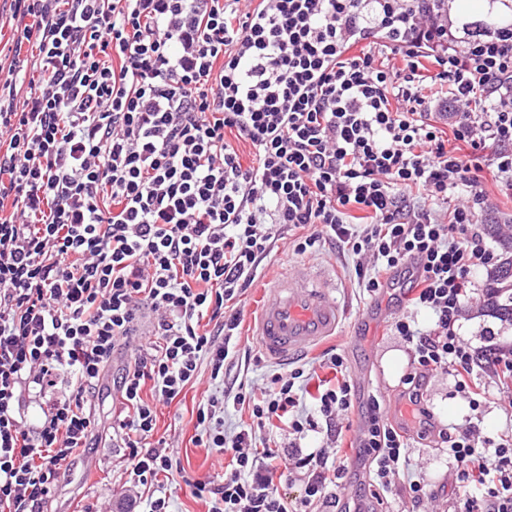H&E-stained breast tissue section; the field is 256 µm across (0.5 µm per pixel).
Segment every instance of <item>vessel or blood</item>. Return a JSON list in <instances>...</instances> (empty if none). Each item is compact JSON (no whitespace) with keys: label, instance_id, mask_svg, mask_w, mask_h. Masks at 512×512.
I'll use <instances>...</instances> for the list:
<instances>
[{"label":"vessel or blood","instance_id":"1","mask_svg":"<svg viewBox=\"0 0 512 512\" xmlns=\"http://www.w3.org/2000/svg\"><path fill=\"white\" fill-rule=\"evenodd\" d=\"M335 288L328 274L293 267L265 289L251 334L269 361L288 363L338 335L342 313Z\"/></svg>","mask_w":512,"mask_h":512}]
</instances>
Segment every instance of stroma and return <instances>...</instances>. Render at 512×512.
I'll list each match as a JSON object with an SVG mask.
<instances>
[{
	"mask_svg": "<svg viewBox=\"0 0 512 512\" xmlns=\"http://www.w3.org/2000/svg\"><path fill=\"white\" fill-rule=\"evenodd\" d=\"M294 234H286L278 240L270 257L265 259L263 270L242 302V322L238 329L239 354L224 374L225 390H237L246 386L254 391L264 390L270 377L278 372V364L268 361L260 352L250 328L256 316L259 296L268 281L282 274L287 267L306 265L312 268L327 267L336 273V299L340 303L344 319L339 336L327 341L325 347L303 356L302 361L315 370L318 383L335 382L333 370L323 366L321 360L326 349H336L344 357L347 371L356 384L354 408L345 419L339 420L340 431L329 436L326 433H293L279 420H272L264 428L256 430L257 442L271 448L280 457H287L292 446H329L339 448L348 467H355L354 448L357 431L362 423L361 408L371 396L390 395L397 406H404L402 379L410 370V353L399 337L392 332V322L401 308V300L410 286L406 275L399 272L385 274L386 286L378 297H368L363 292L355 274V260L334 244H325L314 257L295 253ZM488 269H480L473 282L477 288L464 319L460 323V336L473 347L494 345L497 348L512 347V324L500 321L486 311L483 292L488 284ZM208 364H201L194 385L186 387L179 400L158 408L156 437L165 438L178 452L182 473L170 475L168 489L172 493L174 512H210V496L195 495L190 487L194 480H221L224 474V456L216 451L197 446L196 436L201 433L197 425V406L204 394L214 391ZM425 404L442 424H461L471 410L466 399L456 395L451 377L437 376L423 387ZM95 430L102 438L98 447L91 450L90 458L71 465L64 479L46 505L48 512H99L109 507L111 512H129L125 500L112 496L113 488L121 486L129 477L131 465L122 449L107 440L109 427L118 415L121 404L119 393L111 378H104L101 391L94 400ZM419 425L408 426L411 438L410 459L413 473L422 475L433 485L453 488L452 463L445 450L428 447L419 439Z\"/></svg>",
	"mask_w": 512,
	"mask_h": 512,
	"instance_id": "35a3bbf8",
	"label": "stroma"
}]
</instances>
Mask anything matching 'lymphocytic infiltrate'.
Here are the masks:
<instances>
[{"label": "lymphocytic infiltrate", "mask_w": 512, "mask_h": 512, "mask_svg": "<svg viewBox=\"0 0 512 512\" xmlns=\"http://www.w3.org/2000/svg\"><path fill=\"white\" fill-rule=\"evenodd\" d=\"M447 0H10L14 47L0 74V507L42 512L67 468L94 448L92 400L116 348L134 346L114 384L125 417L113 433L132 464L125 499L171 512L158 481L178 451L148 445L157 407L208 363L223 381L236 353L242 296L280 231L294 250L332 241L351 254L364 292L400 270L420 287L392 325L411 350L413 415L436 375L479 410L492 374L511 390L512 350L480 360L455 326L476 269L494 264L477 224L483 168L512 190V27L453 35ZM33 54H22L23 45ZM400 66H393V58ZM437 71L419 72L422 59ZM249 142L244 164L227 132ZM469 146L465 155L449 140ZM156 339L136 345L141 307ZM430 312L419 327L413 313ZM342 374L309 392L312 373L274 374L262 398L239 389L258 426L333 424L354 405ZM41 399L29 424L24 396ZM312 414H304V406ZM224 400L205 395L203 447L230 458L222 482L196 480L211 512H288L256 435L226 436ZM455 464L450 512H512V435L447 425ZM410 438L371 398L358 465L373 498L412 506L442 488L401 481ZM304 505L327 501L337 453L295 449Z\"/></svg>", "instance_id": "1"}]
</instances>
